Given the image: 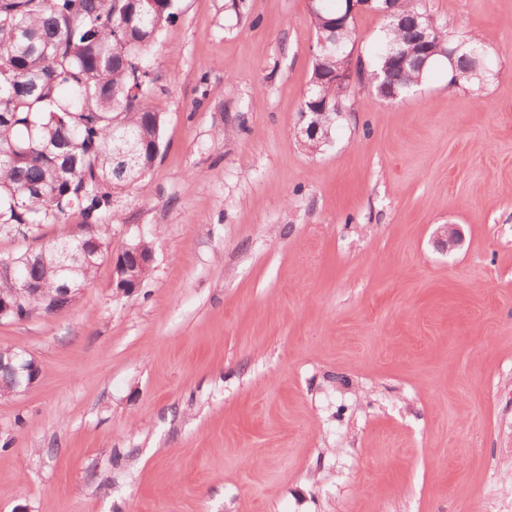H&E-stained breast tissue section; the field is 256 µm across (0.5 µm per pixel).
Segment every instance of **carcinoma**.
<instances>
[{
  "mask_svg": "<svg viewBox=\"0 0 512 512\" xmlns=\"http://www.w3.org/2000/svg\"><path fill=\"white\" fill-rule=\"evenodd\" d=\"M395 21H386L382 44L357 90L397 99L418 87L427 70L411 67L383 90L387 50L417 45L405 23L423 15L433 28L434 59L459 48L448 62L449 84L480 89L493 77L486 38H457L437 22L422 0H388ZM316 46L308 90L300 111L326 113L323 127L335 131L347 112L348 95L328 76L353 51L355 21L343 0H317L310 7ZM179 15V0H0V236L26 241L69 216L81 217V233L46 243V253L11 251L14 279H0V294L28 280L39 288L26 297L28 315H42L62 285H90L100 261L80 258L92 239L105 240L103 217L112 194L143 184L162 145L164 118L150 104L151 56L161 34ZM476 50L484 65L476 68Z\"/></svg>",
  "mask_w": 512,
  "mask_h": 512,
  "instance_id": "cac0c4a2",
  "label": "carcinoma"
}]
</instances>
